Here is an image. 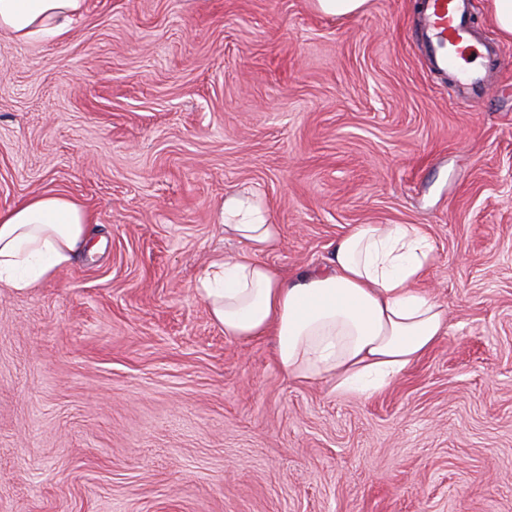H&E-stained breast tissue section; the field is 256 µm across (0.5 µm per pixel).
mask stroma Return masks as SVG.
Returning a JSON list of instances; mask_svg holds the SVG:
<instances>
[{
    "label": "stroma",
    "instance_id": "1",
    "mask_svg": "<svg viewBox=\"0 0 512 512\" xmlns=\"http://www.w3.org/2000/svg\"><path fill=\"white\" fill-rule=\"evenodd\" d=\"M454 101L417 0H85L64 39L0 34V210H92L102 247L0 288V512H512V40ZM319 268L356 224H419L448 333L370 399L286 379L194 284L238 252L226 193ZM318 11L329 16H352L362 11L367 0H314Z\"/></svg>",
    "mask_w": 512,
    "mask_h": 512
}]
</instances>
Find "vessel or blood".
Returning a JSON list of instances; mask_svg holds the SVG:
<instances>
[{
    "mask_svg": "<svg viewBox=\"0 0 512 512\" xmlns=\"http://www.w3.org/2000/svg\"><path fill=\"white\" fill-rule=\"evenodd\" d=\"M471 7V0H428L419 30L431 71L448 77L462 102L489 89L486 46L471 25Z\"/></svg>",
    "mask_w": 512,
    "mask_h": 512,
    "instance_id": "obj_1",
    "label": "vessel or blood"
}]
</instances>
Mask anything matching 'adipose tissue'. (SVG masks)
Returning <instances> with one entry per match:
<instances>
[{"instance_id": "1", "label": "adipose tissue", "mask_w": 512, "mask_h": 512, "mask_svg": "<svg viewBox=\"0 0 512 512\" xmlns=\"http://www.w3.org/2000/svg\"><path fill=\"white\" fill-rule=\"evenodd\" d=\"M84 0H0V33L62 38ZM92 212L59 193L0 210V288L26 294L96 253ZM224 237L242 250L211 258L194 291L225 336L275 340L280 372L330 393L368 399L401 377L445 335L447 313L422 282L435 246L418 224H356L327 266L283 277L266 263L281 229L254 196L231 193L220 212Z\"/></svg>"}]
</instances>
